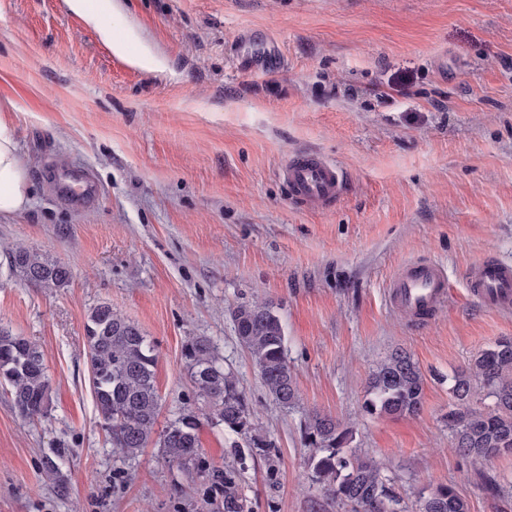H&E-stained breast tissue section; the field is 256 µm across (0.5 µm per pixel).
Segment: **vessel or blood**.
<instances>
[{
	"label": "vessel or blood",
	"mask_w": 512,
	"mask_h": 512,
	"mask_svg": "<svg viewBox=\"0 0 512 512\" xmlns=\"http://www.w3.org/2000/svg\"><path fill=\"white\" fill-rule=\"evenodd\" d=\"M282 175L290 198L301 207L324 210L336 204L345 189L337 166L318 156H300L288 161ZM57 183L70 202L87 205L97 195V186L88 173L76 169L59 174ZM472 292L490 308L512 306V264L488 257L475 263L467 273ZM389 301L396 309L424 318L448 300V277L433 263H413L401 268L389 284Z\"/></svg>",
	"instance_id": "b4317fda"
}]
</instances>
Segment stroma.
Here are the masks:
<instances>
[{"label":"stroma","mask_w":512,"mask_h":512,"mask_svg":"<svg viewBox=\"0 0 512 512\" xmlns=\"http://www.w3.org/2000/svg\"><path fill=\"white\" fill-rule=\"evenodd\" d=\"M72 2L0 0V111L32 187L0 219V326L39 345L52 386L34 422L0 390V512H218L196 466L108 441L86 365L102 302L155 346L159 426L193 405L190 337L237 374L271 447L206 419L199 437L207 468L240 473L245 512H343L306 463L312 412L353 426V451L383 461L407 504L454 483L471 512H512V455L466 463L444 420L449 375L512 336V309L466 286L482 257L512 263V0H110L131 43L121 60ZM245 36L276 47V70L237 57ZM306 152L347 177L329 210L297 207L280 176ZM72 168L98 181L94 206L66 205L45 176ZM16 244L69 266V285L23 278ZM412 260L448 271L424 323L386 302ZM255 300L284 326L295 409L266 393L234 332L232 308ZM397 349L426 376L423 406L367 414L368 377Z\"/></svg>","instance_id":"35a3bbf8"}]
</instances>
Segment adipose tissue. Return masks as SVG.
Returning a JSON list of instances; mask_svg holds the SVG:
<instances>
[{"label":"adipose tissue","mask_w":512,"mask_h":512,"mask_svg":"<svg viewBox=\"0 0 512 512\" xmlns=\"http://www.w3.org/2000/svg\"><path fill=\"white\" fill-rule=\"evenodd\" d=\"M31 201L28 173L18 152L13 126L0 114V215L25 211Z\"/></svg>","instance_id":"ef3b65f1"}]
</instances>
